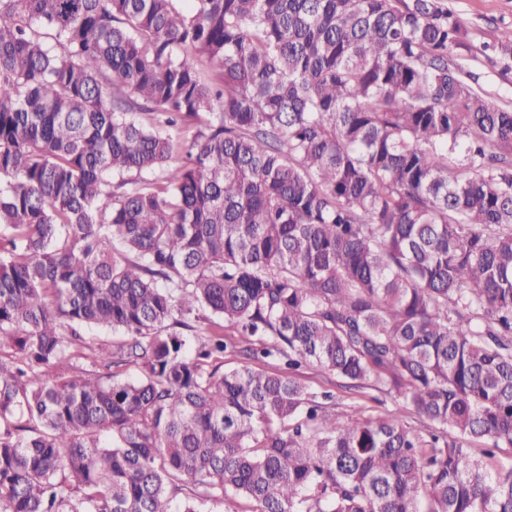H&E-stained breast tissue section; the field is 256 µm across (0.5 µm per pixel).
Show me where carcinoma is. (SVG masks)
I'll return each mask as SVG.
<instances>
[{
    "label": "carcinoma",
    "instance_id": "obj_1",
    "mask_svg": "<svg viewBox=\"0 0 512 512\" xmlns=\"http://www.w3.org/2000/svg\"><path fill=\"white\" fill-rule=\"evenodd\" d=\"M181 2L0 0V512H512V109L465 23ZM301 378L318 392L331 391L335 396L336 410L346 412L354 417L385 415L391 412L406 413L405 408L398 403L389 398L385 399L375 391L365 390L367 392L365 396L346 391L337 385L334 377L320 371L314 369L303 370ZM370 396L379 397L383 402H375L370 399Z\"/></svg>",
    "mask_w": 512,
    "mask_h": 512
}]
</instances>
